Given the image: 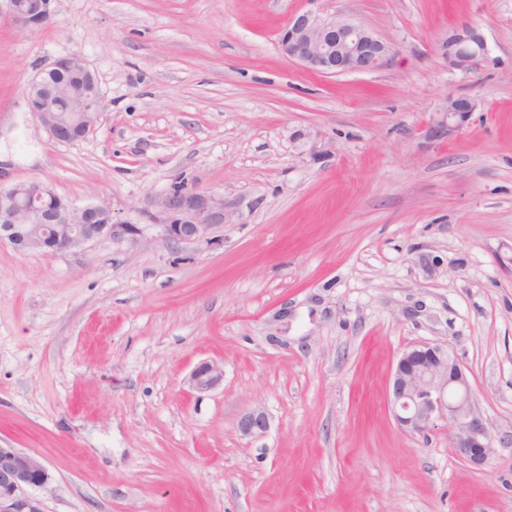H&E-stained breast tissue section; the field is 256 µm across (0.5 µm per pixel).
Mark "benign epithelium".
I'll use <instances>...</instances> for the list:
<instances>
[{"instance_id":"obj_1","label":"benign epithelium","mask_w":512,"mask_h":512,"mask_svg":"<svg viewBox=\"0 0 512 512\" xmlns=\"http://www.w3.org/2000/svg\"><path fill=\"white\" fill-rule=\"evenodd\" d=\"M57 0H0V19L33 31L55 16ZM278 41L284 55L305 70L335 76L347 72H373L393 58V49L372 30L352 17L308 9L290 17ZM442 54L462 71L475 68L487 53V43L474 26L453 29L441 43ZM79 71L88 96L99 101L96 73L79 56H69L37 73L26 89L29 111L39 118L56 143L72 144L87 136L95 112H74L65 117L50 108L57 97L47 82L50 73ZM467 96L447 97L432 112L422 129L429 140H442L463 129L475 112ZM162 224L157 241L167 246L190 247L214 242V229L224 223V198L196 188L174 187L162 198ZM135 224L114 221L104 203L75 205L37 177L0 188V242L15 250L64 253L89 243L139 241ZM224 370L202 362L188 377L191 389L206 392L221 383ZM389 404L398 427L409 435L426 437L445 420L452 425V447L469 464L484 465L493 453L494 436L479 411L464 367L448 346L413 345L398 358L391 382ZM269 418L255 407L237 421L243 437L267 432ZM50 474L34 455L0 447V512H43L41 501L29 490L45 486Z\"/></svg>"}]
</instances>
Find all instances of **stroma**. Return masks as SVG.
Listing matches in <instances>:
<instances>
[{
	"label": "stroma",
	"mask_w": 512,
	"mask_h": 512,
	"mask_svg": "<svg viewBox=\"0 0 512 512\" xmlns=\"http://www.w3.org/2000/svg\"><path fill=\"white\" fill-rule=\"evenodd\" d=\"M320 5L391 63L289 60L278 32L308 0H58L38 31L0 22V185L39 177L144 236L0 244V446L47 467L44 512H512V0ZM464 24L487 42L469 72L439 51ZM71 55L102 110L58 144L26 89ZM461 95L469 127L425 140ZM179 181L223 196L215 244H157ZM426 342L491 426L482 468L389 411L396 360ZM203 361L224 380L197 392ZM254 407L270 427L241 437Z\"/></svg>",
	"instance_id": "35a3bbf8"
}]
</instances>
